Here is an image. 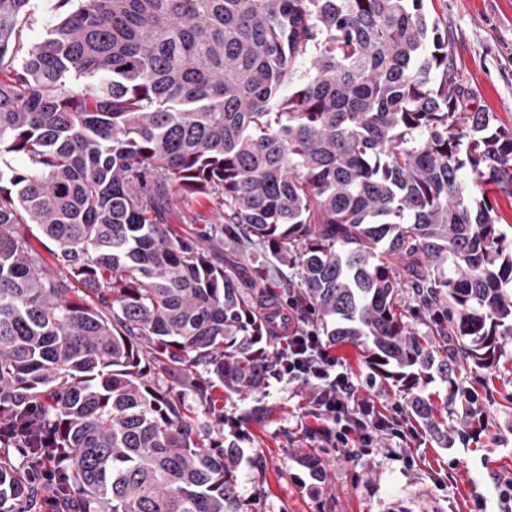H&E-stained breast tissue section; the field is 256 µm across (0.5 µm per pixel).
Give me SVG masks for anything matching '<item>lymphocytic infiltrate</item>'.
<instances>
[{"instance_id": "lymphocytic-infiltrate-1", "label": "lymphocytic infiltrate", "mask_w": 512, "mask_h": 512, "mask_svg": "<svg viewBox=\"0 0 512 512\" xmlns=\"http://www.w3.org/2000/svg\"><path fill=\"white\" fill-rule=\"evenodd\" d=\"M276 364L279 377L313 385L312 412L327 422L326 434L334 445H351L369 454L379 436L409 433L401 408L385 416L378 412L372 398L356 397L351 373L330 355L315 330L303 325L289 329L288 349L278 354Z\"/></svg>"}]
</instances>
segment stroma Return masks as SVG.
I'll use <instances>...</instances> for the list:
<instances>
[{
	"mask_svg": "<svg viewBox=\"0 0 512 512\" xmlns=\"http://www.w3.org/2000/svg\"><path fill=\"white\" fill-rule=\"evenodd\" d=\"M444 18L458 73L483 111L512 128V0H447ZM360 394L379 409L404 405L402 391L367 366L358 347H337ZM512 368V336L496 366L466 370L463 385L475 396L486 421L479 438L440 447L425 432L404 440L384 437L373 454L332 447L323 421L311 413L314 389L269 375L249 393L222 391L226 420L259 410L242 426L238 492L246 512H496L495 476L512 477V382L498 381L500 367ZM321 466L313 473L304 458Z\"/></svg>",
	"mask_w": 512,
	"mask_h": 512,
	"instance_id": "stroma-1",
	"label": "stroma"
}]
</instances>
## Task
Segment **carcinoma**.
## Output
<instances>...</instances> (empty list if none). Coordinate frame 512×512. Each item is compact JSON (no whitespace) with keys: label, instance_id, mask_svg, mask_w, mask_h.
<instances>
[{"label":"carcinoma","instance_id":"obj_1","mask_svg":"<svg viewBox=\"0 0 512 512\" xmlns=\"http://www.w3.org/2000/svg\"><path fill=\"white\" fill-rule=\"evenodd\" d=\"M446 6L52 0L31 42V0H0V512H36L21 467L48 448L64 512H243L212 392L273 369L275 262L299 314L403 384L437 444L483 431L413 392L470 400L459 373L512 336V129L472 108ZM186 197L217 222L176 233ZM255 244L245 283L224 248ZM169 361L208 420L156 382Z\"/></svg>","mask_w":512,"mask_h":512}]
</instances>
